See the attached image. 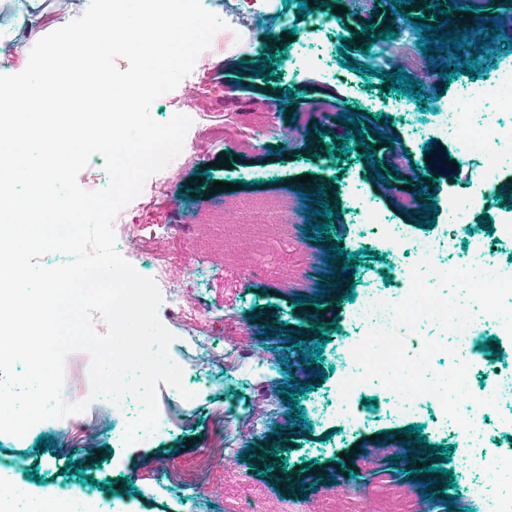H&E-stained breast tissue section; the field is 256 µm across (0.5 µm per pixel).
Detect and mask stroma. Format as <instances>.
Wrapping results in <instances>:
<instances>
[{
  "label": "stroma",
  "mask_w": 512,
  "mask_h": 512,
  "mask_svg": "<svg viewBox=\"0 0 512 512\" xmlns=\"http://www.w3.org/2000/svg\"><path fill=\"white\" fill-rule=\"evenodd\" d=\"M90 0H44L38 9L39 19L33 31L10 33L5 40L6 53L0 58V71H22L38 39L80 16ZM282 18L276 24L274 39L263 48H255L252 38L243 34L216 51L210 52L206 68H194L173 91L157 98L150 107L152 118L169 121L177 106L192 107L205 119L192 125L187 139L194 145L184 148L169 166V182L152 196L149 205L129 203L123 210V223L140 227L135 241L117 240L116 249L123 258L159 256L166 259L174 273L188 271V298L203 311V319L193 327L196 336L207 337L215 361L207 379H200L190 367H183L182 382L190 399L175 405L173 387L159 385L157 406L167 411L168 434L121 446L113 438L121 427L122 417L102 422L94 447L74 446L63 451L56 446L57 424L49 422L30 429L24 437L0 434V483L20 482L29 494L39 497L47 491L67 487L94 500L119 499L126 512H314L316 505L331 512H365L359 499L361 488L372 484L377 475L391 474L414 499V512H479L483 490L475 480L455 472L452 506L423 497L421 484L407 479L405 471L395 466L392 456L398 430L421 425V434L430 444L459 445L460 438L448 426L447 415L439 405L424 404L414 415L396 419L386 417L388 398L379 384L365 385L352 393L349 407L363 413L361 428L350 435L339 432L336 413L338 374L331 368L337 352L357 343L359 333L349 323L352 304L344 298L350 286L364 288L389 274L391 288L402 287L401 275L391 259L385 258L376 225L365 223L364 210L375 208L392 224L403 225L407 237L429 236L442 246V260L462 263L472 253L465 243L471 236H483L505 218L504 207L497 198L499 184L512 180V162L502 161L495 182L474 197L465 221L449 228L444 212H437L434 226H417L410 215L423 210L418 176L430 175L434 182L429 190L434 202L448 196L466 197L473 174L480 170L477 156L460 157L456 146L439 141L427 147L426 137L416 126L422 114L440 107L442 100L454 96L460 87L471 84L480 88L493 82L498 71L512 66V51L492 44L489 54L480 58L475 75H458L448 81L444 76L423 80L424 99L397 94L383 87L381 78L363 76L359 65H373L372 55L362 53L357 43L346 51L350 67H341L334 28L360 32L362 26H374L376 32L394 25V17L385 13L391 0H340L344 14H330V28L316 29L313 17H298V0H274ZM293 33L294 46L310 54L324 53V69L289 73L285 62H276L277 73L262 78L257 70L262 57L283 49L285 33ZM353 111L364 120L368 132L365 146L377 149L385 167H396L398 177L407 179L408 187L395 191L377 181L375 171L363 157L365 147L354 148L348 158L331 157L339 147L340 136L352 128L340 121L341 112ZM296 135H287V128ZM257 136L258 142L248 152H238L236 138ZM232 159L230 168L219 169L214 161L220 156ZM456 164L454 177L444 174V160ZM309 183H301V176ZM239 184L243 197L297 196L324 188L326 203L335 213V228L329 240L318 243L305 236L304 214H297L287 234L272 232L260 249L237 241L235 223H205L208 212L222 208L224 193H211L213 182ZM172 225L176 235L157 233L158 227ZM223 241L225 247L250 253L257 269L248 277L242 268L210 255L212 242ZM357 253L348 262L336 257L325 264L324 251L332 245ZM338 273H329V266ZM328 285L325 303L317 312L295 305L297 295L320 293ZM337 322L338 330L317 331L314 317ZM299 331L306 350H314L317 340L326 346L320 363L328 377L321 385L299 397V407L310 431L292 425L291 407L285 390L291 377L311 380L308 372L297 368L273 374L269 385H258L249 372L238 375L233 392L224 390V367L250 355L264 354L283 362L292 346L287 337ZM478 348L470 355L472 385L480 390L493 382L489 366L512 371V338L489 339L481 335ZM374 406H367V399ZM324 414H317V406ZM224 422L223 458L217 459L204 476L201 490H179L169 485L167 472L192 467L199 452L215 438L216 420ZM48 441V448L37 445L38 438ZM280 443L279 456L270 458L267 476H257L258 458L253 448ZM106 460H99V453ZM350 462H343V455ZM74 472H66V465ZM37 479H29V472ZM287 483H279L280 474ZM116 483V491L105 490V483Z\"/></svg>",
  "instance_id": "1"
}]
</instances>
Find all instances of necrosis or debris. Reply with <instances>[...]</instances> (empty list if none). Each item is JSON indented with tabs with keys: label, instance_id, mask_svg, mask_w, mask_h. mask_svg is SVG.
<instances>
[{
	"label": "necrosis or debris",
	"instance_id": "1",
	"mask_svg": "<svg viewBox=\"0 0 512 512\" xmlns=\"http://www.w3.org/2000/svg\"><path fill=\"white\" fill-rule=\"evenodd\" d=\"M492 101L501 112H512V67L500 69L494 82L481 90L466 88L448 101L446 110L435 113L433 122L424 126L425 131L436 138L454 143L468 156L483 158L484 164L472 192H479L493 181L500 171L503 160L512 157V123L493 122L477 128L471 125L469 114L475 103ZM366 220L380 224L377 210H370ZM382 236L392 253L404 252L421 261L420 266L404 267L403 276L409 287L397 296L388 295L379 285L371 284L362 289L354 303L349 320L364 333L361 347L342 348L336 362L341 376L337 392V412L345 433L359 430L360 419L350 412L345 402L349 386H363L372 378L381 379L385 390L390 392V418L415 414L421 401L432 399L446 404L448 418L459 431L463 449L456 463L460 468L482 472L486 482H497L499 468L512 464V457L489 454L481 442L483 411L485 406L501 402L512 403V374L500 376L489 389L483 390L485 405L460 402L471 378L470 367L455 366L449 379L433 378L427 370L436 354V347H428L417 357L404 355L396 339L409 328L422 322L438 326L460 345H473L484 326L494 328L497 335H512V316L502 312L499 298L512 296V262L505 263L492 257L484 238H474L472 251L484 259V276L471 288L473 303L469 306L449 307L447 298L439 295V283L455 279L468 280L466 267L440 265L432 256L436 242L430 237H417L404 241L399 225L380 224ZM139 274L153 278L163 290L167 303L177 319L185 325L201 320L203 313L188 300V279L173 274L163 260L142 266L134 262Z\"/></svg>",
	"mask_w": 512,
	"mask_h": 512
}]
</instances>
